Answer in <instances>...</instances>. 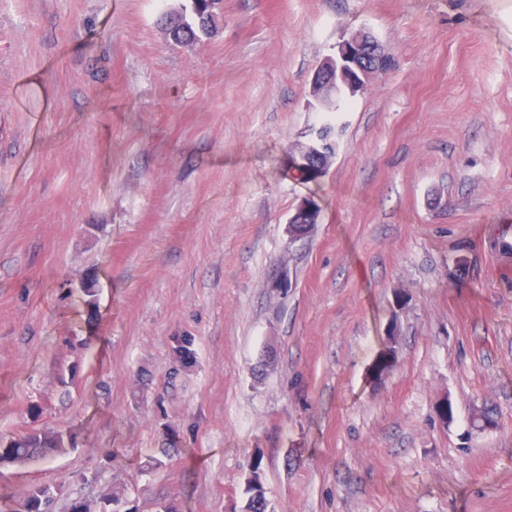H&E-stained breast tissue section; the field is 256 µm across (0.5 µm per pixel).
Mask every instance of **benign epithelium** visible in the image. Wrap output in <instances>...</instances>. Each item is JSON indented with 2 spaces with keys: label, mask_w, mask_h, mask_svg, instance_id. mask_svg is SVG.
<instances>
[{
  "label": "benign epithelium",
  "mask_w": 512,
  "mask_h": 512,
  "mask_svg": "<svg viewBox=\"0 0 512 512\" xmlns=\"http://www.w3.org/2000/svg\"><path fill=\"white\" fill-rule=\"evenodd\" d=\"M389 66L388 57L369 31H353L338 44L336 56L326 59L315 72L310 89L318 95L313 100L324 112L339 96L357 92ZM328 146H335V142L313 141L301 147L298 156L303 158L310 153L321 158Z\"/></svg>",
  "instance_id": "7a95c632"
}]
</instances>
